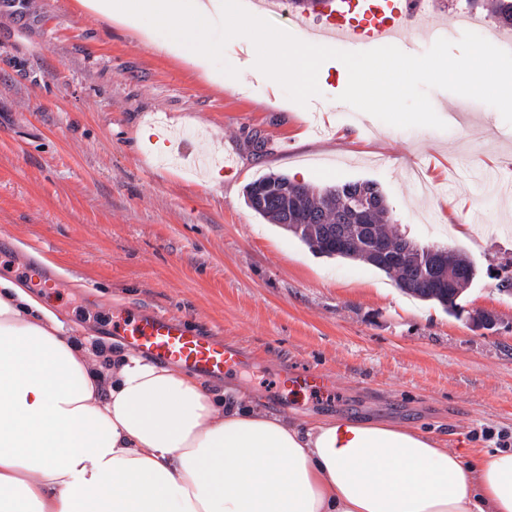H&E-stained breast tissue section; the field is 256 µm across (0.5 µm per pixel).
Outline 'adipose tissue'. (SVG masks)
Wrapping results in <instances>:
<instances>
[{"mask_svg":"<svg viewBox=\"0 0 512 512\" xmlns=\"http://www.w3.org/2000/svg\"><path fill=\"white\" fill-rule=\"evenodd\" d=\"M217 85L209 32L234 0H80ZM237 14L273 88L304 81L295 50ZM0 512H512V450L449 449L382 420L278 416L180 364L97 359L0 278Z\"/></svg>","mask_w":512,"mask_h":512,"instance_id":"obj_1","label":"adipose tissue"}]
</instances>
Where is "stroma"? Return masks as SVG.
<instances>
[{"label": "stroma", "mask_w": 512, "mask_h": 512, "mask_svg": "<svg viewBox=\"0 0 512 512\" xmlns=\"http://www.w3.org/2000/svg\"><path fill=\"white\" fill-rule=\"evenodd\" d=\"M213 65L215 86L78 0H0V276L36 293L99 352L112 329L154 309L252 354L214 380L284 416L336 415L412 424L480 448H512V125L495 108L433 89L446 130L345 121L339 73L306 93L272 91L240 45ZM320 113H310L311 104ZM174 131L176 159L141 149L143 124ZM207 127L233 170L206 187L192 157ZM269 173L317 188L372 181L400 232L468 255L477 275L458 315L403 293L361 260L314 253L244 201ZM484 224L459 233L465 213ZM495 316L475 327L479 310ZM319 371L302 397L287 373Z\"/></svg>", "instance_id": "35a3bbf8"}]
</instances>
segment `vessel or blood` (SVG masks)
<instances>
[{
  "mask_svg": "<svg viewBox=\"0 0 512 512\" xmlns=\"http://www.w3.org/2000/svg\"><path fill=\"white\" fill-rule=\"evenodd\" d=\"M406 18L403 0H339L323 25L305 31L306 39L323 41L345 50L375 48L400 39ZM464 17L422 28L423 40L456 39L467 26ZM126 345L135 353L157 360L176 359L187 369L214 378L247 363L248 353L189 329L182 318L142 309L120 327ZM322 373H295L288 377L291 393L310 394L324 389Z\"/></svg>",
  "mask_w": 512,
  "mask_h": 512,
  "instance_id": "obj_1",
  "label": "vessel or blood"
}]
</instances>
